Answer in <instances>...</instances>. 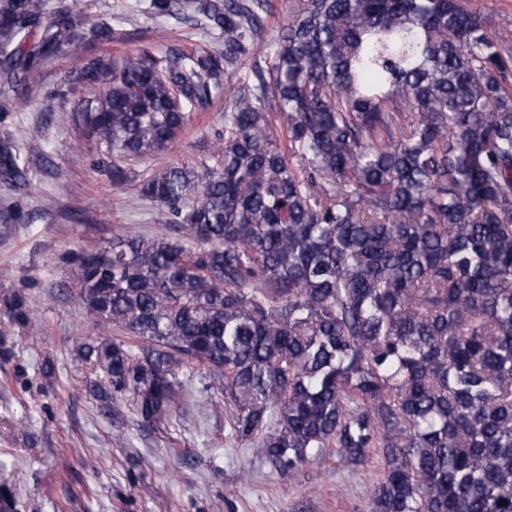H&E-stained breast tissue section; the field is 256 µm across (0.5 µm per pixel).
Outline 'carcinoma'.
Instances as JSON below:
<instances>
[{"label": "carcinoma", "mask_w": 512, "mask_h": 512, "mask_svg": "<svg viewBox=\"0 0 512 512\" xmlns=\"http://www.w3.org/2000/svg\"><path fill=\"white\" fill-rule=\"evenodd\" d=\"M194 2L222 49L138 46L68 74L103 86L62 120L115 184L255 57L271 0ZM492 27L461 0H295L211 160L143 179L170 232L75 254L74 299L120 332L78 347L112 415L130 400L164 425L200 369L206 405L282 476L334 448L377 456L370 512H512V55ZM112 34L73 4L0 0V92ZM0 182L29 185L8 139ZM0 512H20L7 484Z\"/></svg>", "instance_id": "carcinoma-1"}]
</instances>
